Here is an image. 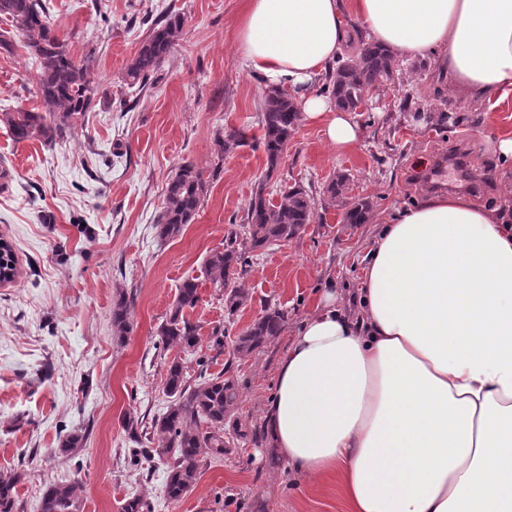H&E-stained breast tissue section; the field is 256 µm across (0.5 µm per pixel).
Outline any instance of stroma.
Listing matches in <instances>:
<instances>
[{
  "label": "stroma",
  "instance_id": "1",
  "mask_svg": "<svg viewBox=\"0 0 512 512\" xmlns=\"http://www.w3.org/2000/svg\"><path fill=\"white\" fill-rule=\"evenodd\" d=\"M70 54L87 63L97 104L63 142H18L0 123V237L17 259L15 281L0 284V470L21 468V512H38L44 484L79 477L82 512H121L131 495L152 512H346L335 477L307 483L285 460L267 453L264 409L281 352L311 311L326 280L359 287L367 249L396 209L426 197L423 179L437 158L450 160L448 192L495 208L512 170L498 160L493 138L512 132V102L495 109L467 101L437 82L439 65L401 76L375 93L376 108L356 113L361 137L336 150L318 127L301 122L266 191L283 184L320 190L334 172L350 174L353 195L372 197L366 224L343 223L338 209L318 210L297 238L250 252L238 278L252 296L227 319L209 283L190 317L210 341L226 326L224 352L209 373L230 370L239 387L236 414L258 433L224 458H208L196 488L182 501L165 494L166 459L134 467L121 417L152 420L167 405V356L158 329L183 280L200 279L207 255L239 229L253 189L265 178L262 151L240 148L216 172L191 224L170 240L155 224L166 186L182 163L211 170L216 131L259 134L262 75L240 66L236 21L245 0H45ZM173 12L183 35L154 88L130 91L122 75L146 26L145 17ZM39 71L23 42L0 53V112L40 109ZM445 95L458 124L436 128L429 116L401 113V99ZM213 170V169H212ZM129 301L132 330L118 340L112 303ZM287 318L280 336L248 357L233 356L236 337L265 308ZM87 442L77 461L58 450L63 431Z\"/></svg>",
  "mask_w": 512,
  "mask_h": 512
}]
</instances>
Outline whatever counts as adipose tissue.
Here are the masks:
<instances>
[{"mask_svg": "<svg viewBox=\"0 0 512 512\" xmlns=\"http://www.w3.org/2000/svg\"><path fill=\"white\" fill-rule=\"evenodd\" d=\"M402 60L439 56L452 89L512 98V0H246L243 69L290 90L333 147L361 130L318 86L346 16ZM396 210L357 294L329 287L283 351L267 445L348 512H512V190Z\"/></svg>", "mask_w": 512, "mask_h": 512, "instance_id": "adipose-tissue-1", "label": "adipose tissue"}]
</instances>
